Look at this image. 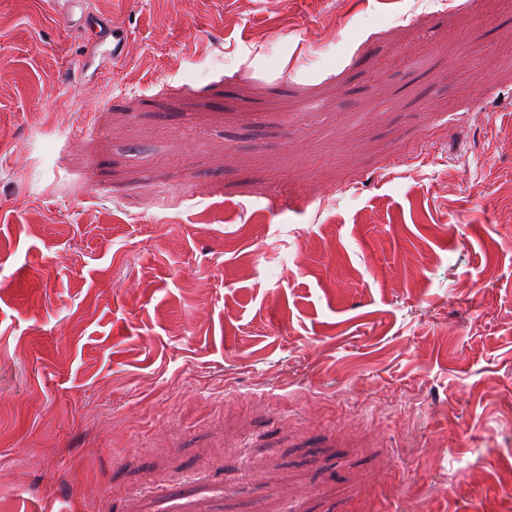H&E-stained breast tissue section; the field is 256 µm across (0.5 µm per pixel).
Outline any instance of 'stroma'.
<instances>
[{"instance_id":"stroma-1","label":"stroma","mask_w":512,"mask_h":512,"mask_svg":"<svg viewBox=\"0 0 512 512\" xmlns=\"http://www.w3.org/2000/svg\"><path fill=\"white\" fill-rule=\"evenodd\" d=\"M0 512H512V0H0Z\"/></svg>"}]
</instances>
